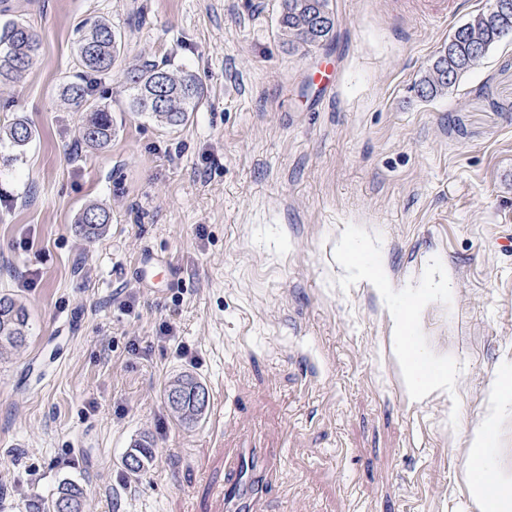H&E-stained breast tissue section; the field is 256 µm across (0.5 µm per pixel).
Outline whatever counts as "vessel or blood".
I'll list each match as a JSON object with an SVG mask.
<instances>
[{
	"label": "vessel or blood",
	"mask_w": 512,
	"mask_h": 512,
	"mask_svg": "<svg viewBox=\"0 0 512 512\" xmlns=\"http://www.w3.org/2000/svg\"><path fill=\"white\" fill-rule=\"evenodd\" d=\"M281 460L273 448H242L224 458V485L219 499L224 512H264L263 504L276 486Z\"/></svg>",
	"instance_id": "obj_1"
}]
</instances>
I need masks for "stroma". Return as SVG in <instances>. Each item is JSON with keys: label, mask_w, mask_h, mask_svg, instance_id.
<instances>
[{"label": "stroma", "mask_w": 512, "mask_h": 512, "mask_svg": "<svg viewBox=\"0 0 512 512\" xmlns=\"http://www.w3.org/2000/svg\"><path fill=\"white\" fill-rule=\"evenodd\" d=\"M281 3L0 0V25L41 43L0 83V125L36 132L0 141V295L30 314L0 359V512L66 483L82 512H217L224 457L250 446L283 452L266 512H478L477 432L483 470L512 478V38L424 100L415 84L489 0L437 24L414 0H331L332 41L300 51ZM101 18L125 45L92 84L115 134L91 149L60 91L78 24ZM146 61L201 81L185 124L127 112L121 74ZM89 204L111 216L91 243ZM146 253L165 265L150 285ZM408 337L449 385L410 387ZM184 374L210 396L191 427L164 400ZM4 136L13 147L22 149L32 141L34 131L26 119L17 117L8 125L0 127V139Z\"/></svg>", "instance_id": "stroma-1"}]
</instances>
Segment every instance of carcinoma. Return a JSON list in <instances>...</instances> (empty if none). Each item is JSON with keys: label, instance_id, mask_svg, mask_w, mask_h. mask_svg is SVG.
<instances>
[{"label": "carcinoma", "instance_id": "cac0c4a2", "mask_svg": "<svg viewBox=\"0 0 512 512\" xmlns=\"http://www.w3.org/2000/svg\"><path fill=\"white\" fill-rule=\"evenodd\" d=\"M499 0L480 11L458 27L439 52L417 85V95L434 99L448 93L458 78L500 40L512 37V9L498 10ZM336 24L330 0H282L280 31L288 48L298 50L322 46L333 37ZM77 42L76 55L83 68L77 80L66 83L62 96L86 112L82 140L89 148H102L112 141L115 129L110 111L89 99L85 81L88 74L112 71L124 50L122 32L106 20L86 21ZM39 49L37 35L25 24L12 21L0 27V81L17 80L29 69ZM129 111L148 115L168 126H179L195 111L202 95L197 78L189 73H171L166 64L144 63L124 74ZM7 138L12 146L21 149L30 143L34 131L27 120L17 117L0 127V139ZM110 215L104 208L92 204L80 215L76 228L87 241L99 237L109 224ZM28 312L24 305L7 294L0 296V352L16 348L25 341ZM207 389L196 377L183 375L165 390V401L183 424L201 419L208 403H200L199 393ZM149 449L140 446L126 455L125 465L132 473L143 469ZM83 492L78 486L66 483L56 498L48 503L33 501L29 512H81Z\"/></svg>", "mask_w": 512, "mask_h": 512}]
</instances>
